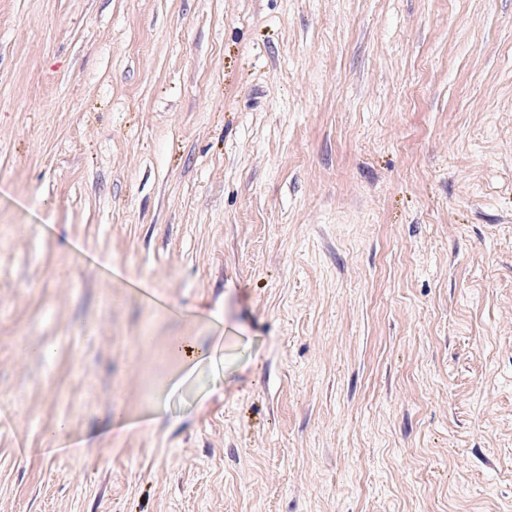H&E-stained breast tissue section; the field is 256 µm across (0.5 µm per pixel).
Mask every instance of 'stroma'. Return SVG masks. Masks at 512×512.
Here are the masks:
<instances>
[{
  "mask_svg": "<svg viewBox=\"0 0 512 512\" xmlns=\"http://www.w3.org/2000/svg\"><path fill=\"white\" fill-rule=\"evenodd\" d=\"M0 512H512V0H0ZM177 351L183 361L184 376L177 379L181 382L182 379L189 375L196 366L205 361L207 355L204 351L198 348L192 341H180L176 345Z\"/></svg>",
  "mask_w": 512,
  "mask_h": 512,
  "instance_id": "obj_1",
  "label": "stroma"
}]
</instances>
